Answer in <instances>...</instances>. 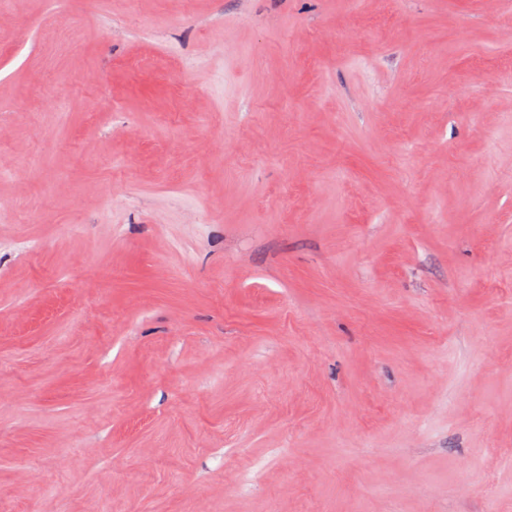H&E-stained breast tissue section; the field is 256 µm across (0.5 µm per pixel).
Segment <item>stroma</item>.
Segmentation results:
<instances>
[{"label":"stroma","instance_id":"obj_1","mask_svg":"<svg viewBox=\"0 0 512 512\" xmlns=\"http://www.w3.org/2000/svg\"><path fill=\"white\" fill-rule=\"evenodd\" d=\"M0 512H512V10L0 0Z\"/></svg>","mask_w":512,"mask_h":512}]
</instances>
